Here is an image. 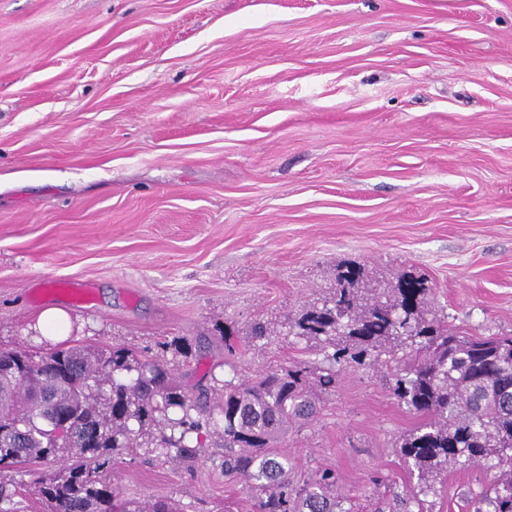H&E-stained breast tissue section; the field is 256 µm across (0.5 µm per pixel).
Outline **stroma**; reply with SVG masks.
I'll list each match as a JSON object with an SVG mask.
<instances>
[{
  "label": "stroma",
  "mask_w": 512,
  "mask_h": 512,
  "mask_svg": "<svg viewBox=\"0 0 512 512\" xmlns=\"http://www.w3.org/2000/svg\"><path fill=\"white\" fill-rule=\"evenodd\" d=\"M349 263L421 279L449 330L512 334V0H0V349L121 345L194 393L315 367L288 323ZM50 306L64 341L37 328ZM401 361L345 369L278 451L359 512H474L492 473L422 492L399 457ZM199 443L190 467L117 457V492L256 512Z\"/></svg>",
  "instance_id": "35a3bbf8"
}]
</instances>
